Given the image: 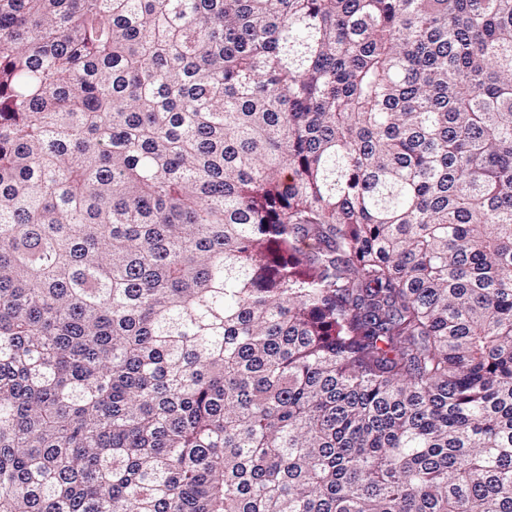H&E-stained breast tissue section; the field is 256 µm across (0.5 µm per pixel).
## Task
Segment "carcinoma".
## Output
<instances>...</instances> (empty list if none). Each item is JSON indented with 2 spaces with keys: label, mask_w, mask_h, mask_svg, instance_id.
Wrapping results in <instances>:
<instances>
[{
  "label": "carcinoma",
  "mask_w": 512,
  "mask_h": 512,
  "mask_svg": "<svg viewBox=\"0 0 512 512\" xmlns=\"http://www.w3.org/2000/svg\"><path fill=\"white\" fill-rule=\"evenodd\" d=\"M0 512H512V0H0Z\"/></svg>",
  "instance_id": "1"
}]
</instances>
